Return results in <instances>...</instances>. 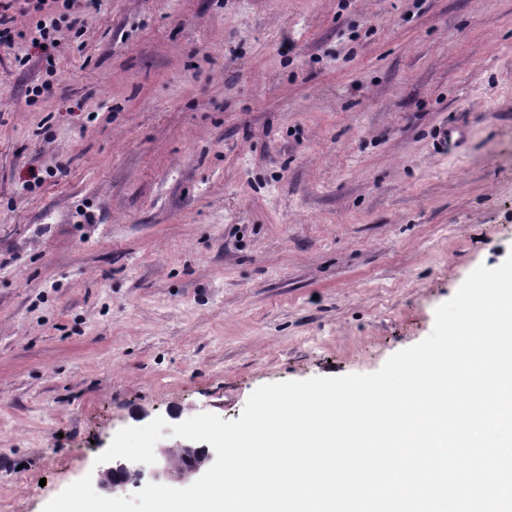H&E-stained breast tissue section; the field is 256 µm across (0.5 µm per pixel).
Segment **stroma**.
Here are the masks:
<instances>
[{
	"instance_id": "obj_1",
	"label": "stroma",
	"mask_w": 512,
	"mask_h": 512,
	"mask_svg": "<svg viewBox=\"0 0 512 512\" xmlns=\"http://www.w3.org/2000/svg\"><path fill=\"white\" fill-rule=\"evenodd\" d=\"M0 43V512L118 430L367 374L512 255V0H54ZM464 131L456 142L449 124Z\"/></svg>"
}]
</instances>
